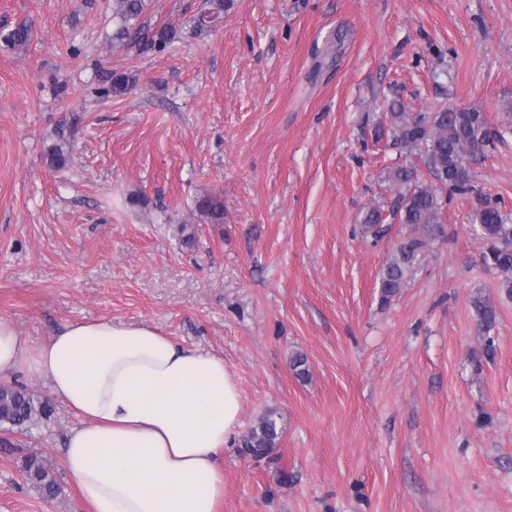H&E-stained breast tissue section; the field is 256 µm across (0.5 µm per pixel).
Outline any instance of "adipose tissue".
Returning <instances> with one entry per match:
<instances>
[{
	"label": "adipose tissue",
	"mask_w": 512,
	"mask_h": 512,
	"mask_svg": "<svg viewBox=\"0 0 512 512\" xmlns=\"http://www.w3.org/2000/svg\"><path fill=\"white\" fill-rule=\"evenodd\" d=\"M18 371L78 418L63 463L92 512H218L242 409L222 355L107 320L34 345L1 320L0 380Z\"/></svg>",
	"instance_id": "ef3b65f1"
}]
</instances>
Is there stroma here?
<instances>
[{
    "label": "stroma",
    "instance_id": "stroma-1",
    "mask_svg": "<svg viewBox=\"0 0 512 512\" xmlns=\"http://www.w3.org/2000/svg\"><path fill=\"white\" fill-rule=\"evenodd\" d=\"M112 5L0 0V319L34 344L111 320L223 355L239 434L271 413L279 438L219 452L221 512H512V299L472 231L480 201L512 212V134L389 302L380 271L409 228L361 231L418 162L393 105L512 119V0H146L135 45ZM53 409L0 447V512H90L63 464L77 420ZM25 469L29 479L45 492L47 498H55L62 491L55 475L44 466L37 455L28 457Z\"/></svg>",
    "mask_w": 512,
    "mask_h": 512
}]
</instances>
